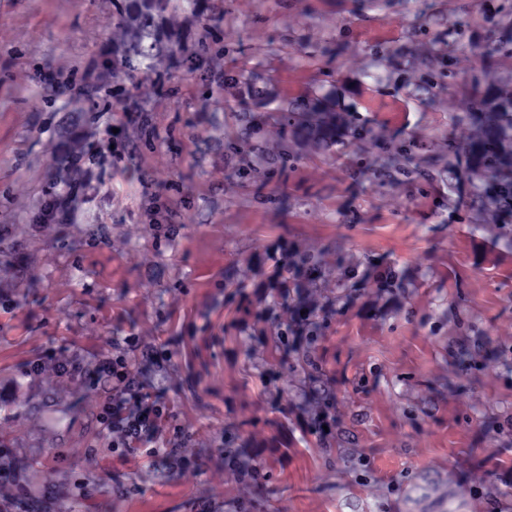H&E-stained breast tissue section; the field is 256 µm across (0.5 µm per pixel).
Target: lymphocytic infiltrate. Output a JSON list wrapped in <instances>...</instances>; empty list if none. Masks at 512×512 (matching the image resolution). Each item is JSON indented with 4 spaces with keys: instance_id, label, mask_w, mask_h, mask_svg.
<instances>
[{
    "instance_id": "obj_1",
    "label": "lymphocytic infiltrate",
    "mask_w": 512,
    "mask_h": 512,
    "mask_svg": "<svg viewBox=\"0 0 512 512\" xmlns=\"http://www.w3.org/2000/svg\"><path fill=\"white\" fill-rule=\"evenodd\" d=\"M49 365L59 374L93 387L109 382L110 389L99 412V424L101 433L111 438L119 460L128 461L144 453L156 454L164 450L174 456L177 466H187V459L177 453L178 443L170 437L174 416L169 406L149 391L133 370L126 353H98L90 369L73 358L55 361L46 356L31 361L29 371L36 375Z\"/></svg>"
}]
</instances>
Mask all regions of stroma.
<instances>
[{
	"label": "stroma",
	"mask_w": 512,
	"mask_h": 512,
	"mask_svg": "<svg viewBox=\"0 0 512 512\" xmlns=\"http://www.w3.org/2000/svg\"><path fill=\"white\" fill-rule=\"evenodd\" d=\"M202 6L167 17L183 66L132 79L100 65L112 0H0V463L22 476L0 512L22 487L35 512H512V224L456 206L448 153L474 85L512 88V0ZM315 99L366 135L278 120ZM121 112L141 118L114 150ZM404 153L410 173L385 166ZM66 174L83 199L48 217ZM305 255L320 272L280 297L274 260ZM303 308L313 372L274 347ZM124 336L205 471L113 459L106 385L26 373Z\"/></svg>",
	"instance_id": "1"
}]
</instances>
